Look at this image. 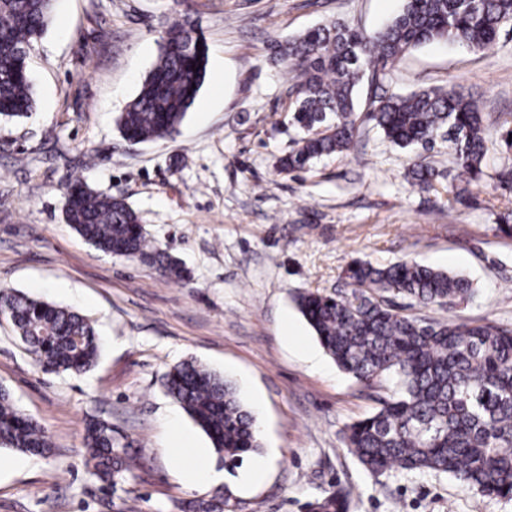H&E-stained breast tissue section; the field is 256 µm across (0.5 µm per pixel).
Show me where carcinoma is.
<instances>
[{
  "label": "carcinoma",
  "mask_w": 512,
  "mask_h": 512,
  "mask_svg": "<svg viewBox=\"0 0 512 512\" xmlns=\"http://www.w3.org/2000/svg\"><path fill=\"white\" fill-rule=\"evenodd\" d=\"M55 0H0V121L28 118L36 101L28 51L47 29ZM512 28V0H403L400 13L367 34L340 22L321 25L276 43L274 54L296 73L288 88L292 124L301 136L280 160L281 170L301 171L324 155L348 151L373 121L402 149L446 138L460 180L483 174L487 146L484 113L454 89L375 96L365 116L357 112L364 76L384 79L405 52L432 42L491 47ZM208 47L186 18L161 36L160 55L121 113V136L138 143L164 139L179 127L203 84ZM499 144L512 152V114L497 116ZM413 184L432 185L435 169L415 156L407 170ZM65 219L97 249L137 259L166 279L184 268L152 243L136 212L122 198L75 178L66 185ZM350 291H304L295 302L327 354L367 385L381 377L395 389L373 415L349 426L344 441L372 473L392 468L446 473L475 491L512 496V327L494 322H448L401 314L390 295L423 308L464 300L469 280L415 262L374 266L355 260L345 270ZM0 310L45 373H83L97 361L100 340L92 323L66 307L0 287ZM166 393L201 427L224 464L260 447L255 418L237 388L191 358L163 375ZM0 447L45 456L52 444L43 426L20 411L0 388ZM84 447L89 475L111 487L131 472L130 445L112 426L91 418ZM310 512H345L333 494L308 504ZM183 512H224V499L195 500Z\"/></svg>",
  "instance_id": "1"
}]
</instances>
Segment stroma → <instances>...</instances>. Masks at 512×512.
I'll use <instances>...</instances> for the list:
<instances>
[{
  "mask_svg": "<svg viewBox=\"0 0 512 512\" xmlns=\"http://www.w3.org/2000/svg\"><path fill=\"white\" fill-rule=\"evenodd\" d=\"M401 8L402 0H56L28 57L36 110L0 123V285L86 316L101 351L86 373L46 374L0 319V387L53 445L0 471V512H118L125 502L178 512L180 502L218 495L226 512H308L336 492L347 512H512V500L446 474L365 470L343 432L377 412L393 384L370 389L338 368L294 301L300 291L346 289L353 260L414 261L474 287L429 316L512 325V238L497 229L512 211V190L498 179L512 171V153L497 132L482 178L460 201L445 191L458 173L447 143L402 149L369 122L354 149L302 172L277 168L298 132L291 73L273 61L272 44L333 21L371 32ZM184 14L208 46L203 85L177 135L129 144L117 118L154 66L165 27ZM383 85L398 94L453 88L486 115L512 113V31L482 52L444 42L409 50ZM414 153L439 171L434 189L408 181ZM77 177L124 196L189 281L86 242L64 214V186ZM286 318L300 342L284 335ZM191 357L232 380L255 416L262 481H240L246 461L225 465L166 394L164 373ZM92 415L131 444L134 477L115 490L87 473ZM176 423L209 448L224 482H184L170 450Z\"/></svg>",
  "mask_w": 512,
  "mask_h": 512,
  "instance_id": "stroma-1",
  "label": "stroma"
}]
</instances>
